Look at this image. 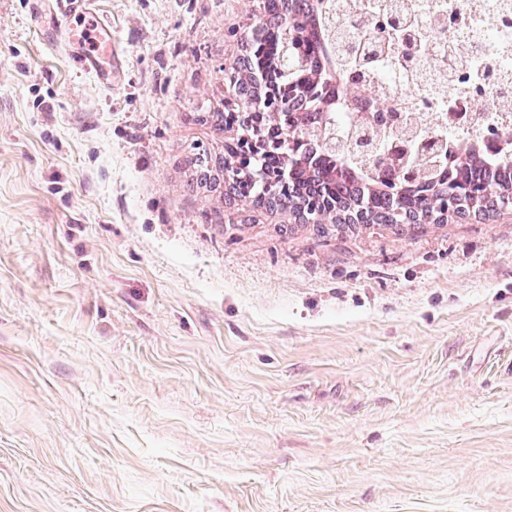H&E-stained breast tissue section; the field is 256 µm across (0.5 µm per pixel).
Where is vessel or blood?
I'll return each mask as SVG.
<instances>
[{"mask_svg": "<svg viewBox=\"0 0 512 512\" xmlns=\"http://www.w3.org/2000/svg\"><path fill=\"white\" fill-rule=\"evenodd\" d=\"M95 0H47L54 12L76 20L81 31H70L69 39L75 47L73 58L85 72L109 83L121 73V51L112 38L110 21L100 16L93 7Z\"/></svg>", "mask_w": 512, "mask_h": 512, "instance_id": "vessel-or-blood-1", "label": "vessel or blood"}]
</instances>
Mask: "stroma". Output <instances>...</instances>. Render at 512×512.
Returning <instances> with one entry per match:
<instances>
[{"mask_svg": "<svg viewBox=\"0 0 512 512\" xmlns=\"http://www.w3.org/2000/svg\"><path fill=\"white\" fill-rule=\"evenodd\" d=\"M0 0V512H512V210L314 238L191 188L245 0ZM95 0H48L46 3L56 14L75 19L84 25L80 34L74 27L69 29V40L76 46L73 59L83 70L112 86V80L120 77L121 51L112 40V24L100 16L93 7ZM94 32V37L87 33Z\"/></svg>", "mask_w": 512, "mask_h": 512, "instance_id": "obj_1", "label": "stroma"}]
</instances>
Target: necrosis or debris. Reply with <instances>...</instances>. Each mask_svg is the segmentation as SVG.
Returning <instances> with one entry per match:
<instances>
[{"instance_id": "1", "label": "necrosis or debris", "mask_w": 512, "mask_h": 512, "mask_svg": "<svg viewBox=\"0 0 512 512\" xmlns=\"http://www.w3.org/2000/svg\"><path fill=\"white\" fill-rule=\"evenodd\" d=\"M414 22V36L428 63L425 78L400 76L385 98L403 97L412 104L429 136L449 145L480 142L488 130L512 134V72L502 70L512 58V28L484 32L512 0H398ZM459 56L452 69L437 75L434 64L443 52Z\"/></svg>"}]
</instances>
